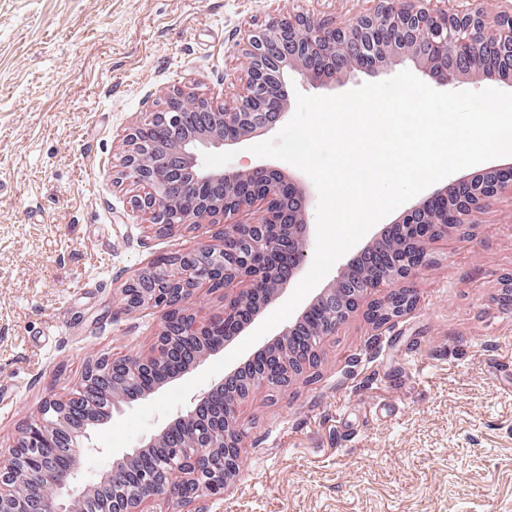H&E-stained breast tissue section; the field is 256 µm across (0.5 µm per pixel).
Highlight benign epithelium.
I'll list each match as a JSON object with an SVG mask.
<instances>
[{"mask_svg":"<svg viewBox=\"0 0 512 512\" xmlns=\"http://www.w3.org/2000/svg\"><path fill=\"white\" fill-rule=\"evenodd\" d=\"M474 31L485 33V38L474 40ZM353 41L358 55L345 66L347 70L371 73L405 59L429 81L446 86L457 75L440 72L439 60L444 56L478 55L487 43L500 53L512 54V12L500 14L490 23L477 8L449 13L433 8L432 0H407L401 8L394 0H377L373 12L344 26L304 13L279 15L247 31L237 43L238 55L246 61V82L233 106L219 104L185 86L167 92L143 122L128 128L120 167L121 175L142 190L135 196L134 206L161 229L206 222L224 225V233L221 246L202 244L170 256L122 289L127 308L146 305L158 309L165 330L146 358L97 363V369L127 381L122 393L112 399V411L142 398L141 385L150 368L161 360L205 344L214 330L233 339L241 335L304 270L311 243V196L303 182L287 179L277 167L267 164L245 170L213 168L201 161L202 153L274 129L287 116L288 75L295 72L312 85L325 86L316 71L326 59L336 64L345 60ZM457 184L459 199L453 203H448V189L436 188L406 210L420 216V223L429 229L415 255L383 275H374L365 288L346 298L342 309L324 325V335L335 334L371 289H390L386 301L395 307L385 320L409 311L408 292L400 283L416 277L424 266L426 244L439 235L433 226L448 224L460 236H468L489 199L511 185L512 177L507 175L492 187L462 175ZM177 185L193 199L190 207L170 206L171 187ZM252 207L260 212L258 221L234 220ZM203 288L224 289V314L200 323L194 315L184 313L182 305ZM330 295L325 290L316 295L275 339L311 335V328L319 324L321 305ZM303 363L294 358L267 361L233 394L224 391L222 380L199 391L192 406L167 422L144 447H158L207 403L218 408L217 419L201 428L193 451L172 449L148 496L114 498L111 512H144V504L153 499L174 498L189 504L205 492L224 488L229 476L237 473L242 453L238 418L224 417V408L230 405L239 411L243 400L259 387L288 386L304 373ZM100 423V419H82L69 400H49L41 420L30 426V435L23 436L9 461L0 464V512H24L23 493L14 473L22 465L30 471L38 466L25 449L54 447L62 441L68 448L79 449V457L75 463L66 460L58 472L41 470L51 490L42 512H68L64 500L81 482L85 441L90 439L92 426Z\"/></svg>","mask_w":512,"mask_h":512,"instance_id":"7a95c632","label":"benign epithelium"}]
</instances>
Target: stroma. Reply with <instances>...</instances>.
Here are the masks:
<instances>
[{
    "instance_id": "obj_1",
    "label": "stroma",
    "mask_w": 512,
    "mask_h": 512,
    "mask_svg": "<svg viewBox=\"0 0 512 512\" xmlns=\"http://www.w3.org/2000/svg\"><path fill=\"white\" fill-rule=\"evenodd\" d=\"M374 0H0V454L46 400L102 358L149 353L157 309L121 290L219 224L160 229L120 177L124 131L189 86L233 103L244 30L307 12L344 24ZM247 142L205 161L256 162ZM401 318L387 289L317 349L318 362L245 401L227 490L148 512H512V193L428 246Z\"/></svg>"
}]
</instances>
